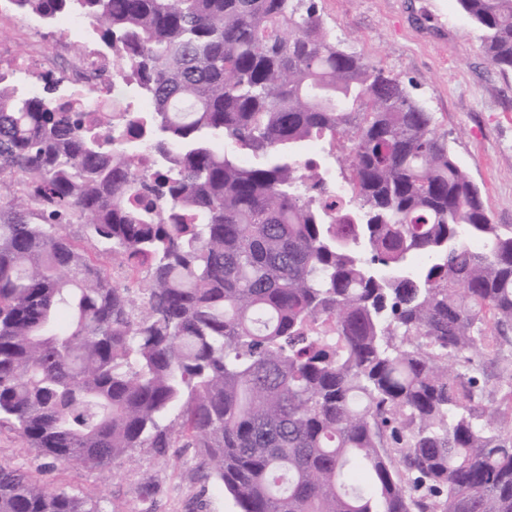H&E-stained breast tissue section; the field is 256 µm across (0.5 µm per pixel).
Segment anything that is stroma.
<instances>
[{
    "mask_svg": "<svg viewBox=\"0 0 512 512\" xmlns=\"http://www.w3.org/2000/svg\"><path fill=\"white\" fill-rule=\"evenodd\" d=\"M341 46L400 76L434 112L439 133L480 188L491 220L512 225V72L485 57L458 0H316ZM0 462L48 487L100 501L105 512H239L192 448L165 455L139 448L117 470L41 468L10 425H0ZM152 499H140L143 484Z\"/></svg>",
    "mask_w": 512,
    "mask_h": 512,
    "instance_id": "stroma-1",
    "label": "stroma"
}]
</instances>
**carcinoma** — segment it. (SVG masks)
I'll return each mask as SVG.
<instances>
[{"instance_id":"carcinoma-1","label":"carcinoma","mask_w":512,"mask_h":512,"mask_svg":"<svg viewBox=\"0 0 512 512\" xmlns=\"http://www.w3.org/2000/svg\"><path fill=\"white\" fill-rule=\"evenodd\" d=\"M13 2L87 19L153 112L92 127L0 72V424L89 470L197 448L241 512H512V417L471 368L490 334L512 379V227L405 82L310 0ZM459 4L512 71V0ZM0 512L105 510L1 463Z\"/></svg>"}]
</instances>
